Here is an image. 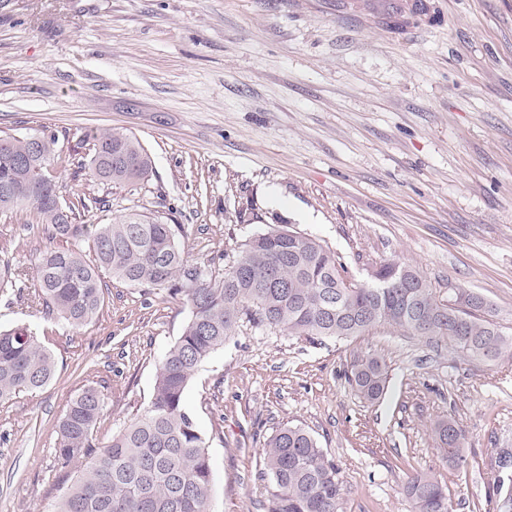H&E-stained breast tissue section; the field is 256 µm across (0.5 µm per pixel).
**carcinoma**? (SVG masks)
Instances as JSON below:
<instances>
[{
	"label": "carcinoma",
	"mask_w": 512,
	"mask_h": 512,
	"mask_svg": "<svg viewBox=\"0 0 512 512\" xmlns=\"http://www.w3.org/2000/svg\"><path fill=\"white\" fill-rule=\"evenodd\" d=\"M33 150L29 136H0V213L28 208L64 245L42 252L31 296L76 329L103 309L101 272L131 286L182 295L190 308L181 336L166 351L145 410L86 466L63 493L57 512H209L211 469L204 435L186 409L188 385L201 364L224 346L243 321L290 336L347 338L389 325L410 336L448 340L464 358L512 359V335L481 314V297L452 289L464 307L448 316L426 278L415 267L391 260L371 272L385 280L405 270L413 288L382 291L350 281L336 253L318 240L286 228L243 244L224 278L189 265L177 242L179 224L160 216L128 212L108 224H85L92 200L61 202L62 159L56 138L41 133ZM76 149L84 151L87 180L135 186L152 173L153 162L132 134L90 128ZM92 240L93 255L78 248ZM283 284L267 288V277ZM26 275L0 268V290L25 285ZM56 362L27 326L0 330V403L46 386ZM349 380L365 399H379L387 382L384 359L368 353L351 367ZM105 409V395L84 386L66 404L58 422V454L70 462L88 454ZM433 432L451 468L467 463L465 437L452 418ZM261 477L271 487L267 512H341L345 482L317 440L305 429L285 425L267 440ZM413 512H451L448 493L436 478L416 474L404 487Z\"/></svg>",
	"instance_id": "carcinoma-1"
}]
</instances>
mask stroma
Segmentation results:
<instances>
[{
	"instance_id": "stroma-1",
	"label": "stroma",
	"mask_w": 512,
	"mask_h": 512,
	"mask_svg": "<svg viewBox=\"0 0 512 512\" xmlns=\"http://www.w3.org/2000/svg\"><path fill=\"white\" fill-rule=\"evenodd\" d=\"M435 25L362 26L343 0H0V132L46 129L69 152L82 131L118 128L150 153L134 187L88 186L71 166L63 199L105 200L86 223L136 210L181 224L188 263L223 276L242 244L286 225L363 282L398 259L439 299L479 295L512 333V0H428ZM34 278L51 241L23 210L0 244ZM104 307L74 329L0 293V329L27 324L56 358L43 389L0 404V512H56L89 462L62 464L57 422L84 384L104 394L96 447L150 402L156 370L189 318L183 296L104 275ZM383 357L382 397L347 381ZM212 473L210 512H266L258 477L273 432L297 425L340 468L342 512H412L409 476L435 475L453 512H498L497 466L512 448V360L462 358L380 326L347 339L243 323L185 396ZM465 430L448 467L432 433ZM433 432L438 443V449L442 453L444 459L448 462L449 467L457 468L467 463L464 448L465 434L458 426L455 419L448 418L437 421L434 425ZM450 436L462 438V442L461 439L458 438L457 444L460 445L453 450L448 448V445H450L448 442Z\"/></svg>"
}]
</instances>
